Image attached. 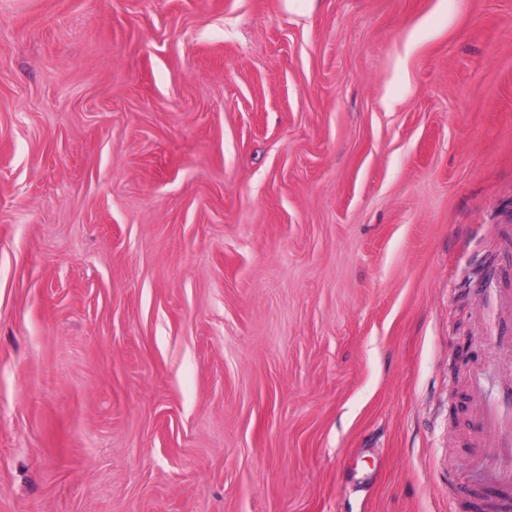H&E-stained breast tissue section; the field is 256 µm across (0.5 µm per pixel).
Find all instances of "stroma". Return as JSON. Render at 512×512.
Returning a JSON list of instances; mask_svg holds the SVG:
<instances>
[{
  "label": "stroma",
  "mask_w": 512,
  "mask_h": 512,
  "mask_svg": "<svg viewBox=\"0 0 512 512\" xmlns=\"http://www.w3.org/2000/svg\"><path fill=\"white\" fill-rule=\"evenodd\" d=\"M512 0H0V512H494Z\"/></svg>",
  "instance_id": "35a3bbf8"
}]
</instances>
